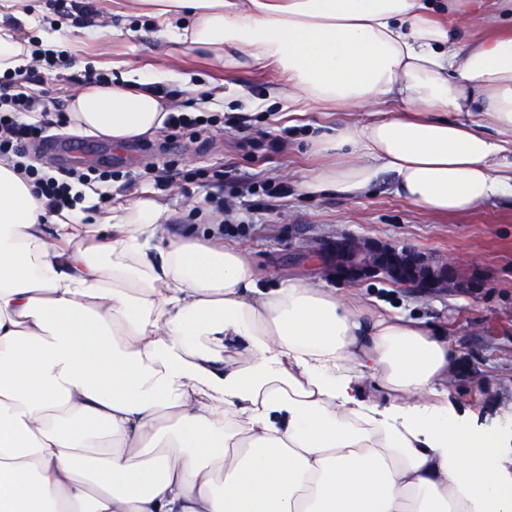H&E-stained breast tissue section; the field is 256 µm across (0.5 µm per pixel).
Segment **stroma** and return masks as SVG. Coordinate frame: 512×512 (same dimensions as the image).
Instances as JSON below:
<instances>
[{"label": "stroma", "mask_w": 512, "mask_h": 512, "mask_svg": "<svg viewBox=\"0 0 512 512\" xmlns=\"http://www.w3.org/2000/svg\"><path fill=\"white\" fill-rule=\"evenodd\" d=\"M26 9L32 22L18 27L21 39L36 45L41 35L58 32L72 43L71 58L39 62L36 74L15 77L9 88L10 94L54 106L37 116L44 133L30 144L26 163L48 174L96 168L98 179L86 185L99 199L96 213L153 197L171 232L189 229L208 242L223 238L251 258L269 283L316 279L310 263L314 250L339 234L392 243L482 280V288L469 294L420 295L376 279L351 291L365 304L384 303L448 336L456 352L450 369L453 402L479 411L484 426L503 432L500 409L512 404V196L462 214L430 215L397 194L387 171L357 197L306 194L300 181L343 162L319 151L310 131L365 121L368 109L308 112L291 125L262 103L269 88L284 80L277 67L228 76L217 63L173 52L160 36L163 23L130 15L126 0H28ZM100 24L138 34L131 42L92 35ZM132 69L156 81L175 111L203 117L202 126L168 128L119 146L68 129L67 100L87 73L118 78ZM184 75L193 89L181 84ZM226 80L246 88L250 101L210 99L208 87ZM50 141L81 151L64 161L47 150Z\"/></svg>", "instance_id": "obj_1"}]
</instances>
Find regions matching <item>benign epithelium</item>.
I'll list each match as a JSON object with an SVG mask.
<instances>
[{
	"label": "benign epithelium",
	"instance_id": "7a95c632",
	"mask_svg": "<svg viewBox=\"0 0 512 512\" xmlns=\"http://www.w3.org/2000/svg\"><path fill=\"white\" fill-rule=\"evenodd\" d=\"M318 257L320 264L316 271L342 285L382 276L421 293L475 287L454 266L432 264L417 253L388 243L343 237L324 243Z\"/></svg>",
	"mask_w": 512,
	"mask_h": 512
}]
</instances>
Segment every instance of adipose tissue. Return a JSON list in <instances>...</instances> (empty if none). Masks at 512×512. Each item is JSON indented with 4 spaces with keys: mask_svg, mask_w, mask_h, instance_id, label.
<instances>
[{
    "mask_svg": "<svg viewBox=\"0 0 512 512\" xmlns=\"http://www.w3.org/2000/svg\"><path fill=\"white\" fill-rule=\"evenodd\" d=\"M225 71L277 66L288 115L369 107L317 136L430 214L512 194V36L436 0H129ZM398 101L399 112L376 106ZM70 120L120 143L169 105L138 71L78 89ZM0 159V512H512V438L449 399L445 336L229 244L168 235L143 197L85 223ZM387 392L378 401L370 378Z\"/></svg>",
    "mask_w": 512,
    "mask_h": 512,
    "instance_id": "1",
    "label": "adipose tissue"
}]
</instances>
